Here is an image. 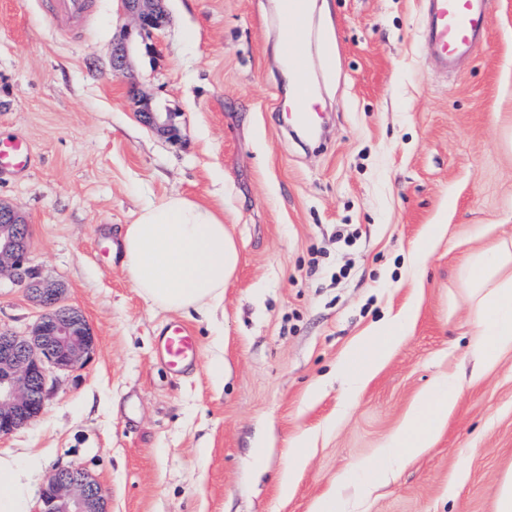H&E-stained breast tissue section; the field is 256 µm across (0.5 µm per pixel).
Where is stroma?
<instances>
[{
  "label": "stroma",
  "mask_w": 512,
  "mask_h": 512,
  "mask_svg": "<svg viewBox=\"0 0 512 512\" xmlns=\"http://www.w3.org/2000/svg\"><path fill=\"white\" fill-rule=\"evenodd\" d=\"M422 2L314 0L300 49L324 134L310 141L285 128L278 0H165L167 23L132 37L121 78L110 66L128 23L120 0H96L75 39L41 0H0V136L34 155L0 175V200L95 339L84 364L52 374L43 413L0 437V455L40 454L32 512L66 466L100 484L110 512H315L331 489L350 512H493L512 469V353L474 377L458 268L479 227L512 234V0H491L483 46L448 74L421 43ZM133 84L171 115L176 139L139 121ZM173 194L223 205L238 248L210 319L151 308L123 264L124 225ZM404 312L408 333L349 391L340 370L353 347ZM41 314L0 284V324L23 334ZM173 321L200 350L182 378L155 355ZM448 373L460 397L436 443L363 493L356 472Z\"/></svg>",
  "instance_id": "obj_1"
}]
</instances>
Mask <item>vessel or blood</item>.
Masks as SVG:
<instances>
[{"label":"vessel or blood","mask_w":512,"mask_h":512,"mask_svg":"<svg viewBox=\"0 0 512 512\" xmlns=\"http://www.w3.org/2000/svg\"><path fill=\"white\" fill-rule=\"evenodd\" d=\"M490 0H425L424 36L428 52L443 70L454 71L482 41ZM311 0H279L277 36L284 60L294 76L288 101V122L306 131L320 116L319 102L304 57L294 52L299 33L310 19ZM49 20L65 36H77L92 14V0H50ZM32 161L28 142L19 137L0 138V169L21 170ZM161 363L173 374L191 370L197 361L198 348L191 330L179 323L167 324L157 338Z\"/></svg>","instance_id":"1"}]
</instances>
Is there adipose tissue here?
I'll return each instance as SVG.
<instances>
[{"label": "adipose tissue", "instance_id": "adipose-tissue-1", "mask_svg": "<svg viewBox=\"0 0 512 512\" xmlns=\"http://www.w3.org/2000/svg\"><path fill=\"white\" fill-rule=\"evenodd\" d=\"M124 264L140 297L165 311L205 316L224 302V287L238 264V252L224 216L214 207L182 195L141 208L122 232ZM458 278L465 289L477 334L473 352L491 364L512 352V236L499 237L472 252L461 264ZM402 324L384 325L366 343L364 367L345 371L352 386H360L385 358L400 336ZM459 397L454 378L438 379L422 391L400 427L381 449L378 461L363 476L372 487L392 473L404 456L431 447ZM35 456L0 455V512H29V482Z\"/></svg>", "mask_w": 512, "mask_h": 512}]
</instances>
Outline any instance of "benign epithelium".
<instances>
[{"instance_id":"7a95c632","label":"benign epithelium","mask_w":512,"mask_h":512,"mask_svg":"<svg viewBox=\"0 0 512 512\" xmlns=\"http://www.w3.org/2000/svg\"><path fill=\"white\" fill-rule=\"evenodd\" d=\"M124 14L134 31L146 39L166 22L164 0H123ZM131 30L112 46V73L118 77L128 68ZM140 120L159 133L172 137L168 117L144 105ZM21 286L44 312L27 336L0 325V437L12 434L38 417L47 397V371L67 370L87 355L94 336L84 315L63 303V288L45 280L31 265L28 226L8 203L0 201V277ZM38 512H107L100 485L75 466L56 470L48 479Z\"/></svg>"}]
</instances>
